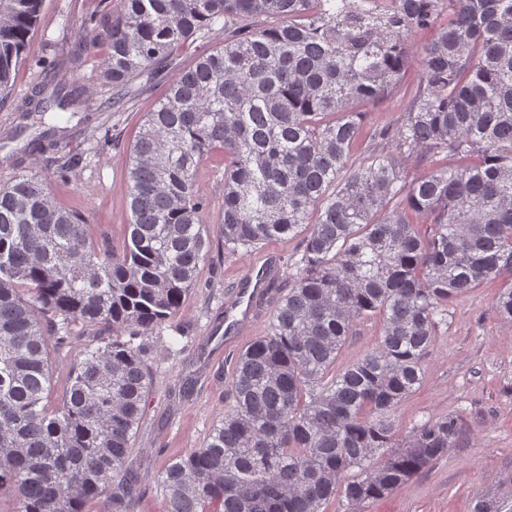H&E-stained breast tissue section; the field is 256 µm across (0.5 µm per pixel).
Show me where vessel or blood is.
Here are the masks:
<instances>
[{
    "instance_id": "obj_1",
    "label": "vessel or blood",
    "mask_w": 512,
    "mask_h": 512,
    "mask_svg": "<svg viewBox=\"0 0 512 512\" xmlns=\"http://www.w3.org/2000/svg\"><path fill=\"white\" fill-rule=\"evenodd\" d=\"M278 257L258 259L240 280L234 295L224 307V337L244 335L255 321L254 302L267 287L270 276L278 269Z\"/></svg>"
}]
</instances>
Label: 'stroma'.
I'll use <instances>...</instances> for the list:
<instances>
[{
    "label": "stroma",
    "instance_id": "1",
    "mask_svg": "<svg viewBox=\"0 0 512 512\" xmlns=\"http://www.w3.org/2000/svg\"><path fill=\"white\" fill-rule=\"evenodd\" d=\"M121 0H44L30 43L29 61L22 67L7 99L0 102V182L35 172L46 178L57 204L84 214L94 237H108L122 248L130 219L125 155L143 113L164 98L170 79L192 66L198 56L224 41V28L214 25L206 35H194L176 47L166 61L164 78L151 82L131 77L134 97L121 111L102 112L100 102L113 89L92 61L74 57V45L62 28L64 18L81 22L89 14L107 19L119 12ZM428 35L410 37L413 52L404 81L375 106L366 119L395 123L410 104V88L421 73L422 47ZM74 73L87 89L81 110L94 135L82 147L88 164L76 176L61 180L46 156L26 157L14 166L7 157L15 143L5 135L25 110L41 66ZM195 188L209 204L203 220L211 240L209 256L177 317L146 340V360L152 376L143 420L133 441V456L142 494L136 512H164L160 474L169 460L201 447L224 414L231 382L232 360L270 330L269 319L258 320L246 336L225 342L213 320L223 311L238 280L260 254L279 255L282 281H290L300 257L298 239L264 244L260 251L227 253L220 236L219 213L224 202V162L211 157L199 167ZM494 287L477 288L448 307V324L424 358L421 386L395 412L401 431L444 414L458 415L464 432L459 444L431 468L389 496L361 506L339 497L326 512H473L481 497L495 498L501 512H512V323L492 310Z\"/></svg>",
    "mask_w": 512,
    "mask_h": 512
}]
</instances>
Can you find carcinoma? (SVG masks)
I'll return each mask as SVG.
<instances>
[{"mask_svg":"<svg viewBox=\"0 0 512 512\" xmlns=\"http://www.w3.org/2000/svg\"><path fill=\"white\" fill-rule=\"evenodd\" d=\"M43 0H0V101L25 65ZM264 16L271 23L244 24ZM223 21L144 114L127 159L131 217L122 251L82 214L19 175L0 183V506L4 512H134L132 439L151 386L135 343L173 320L209 254L195 189L224 156L220 233L230 253L301 238L270 332L233 360L228 406L200 448L168 463L167 512H323L357 506L421 474L456 446L460 419L399 436L395 411L423 380L448 305L500 283L512 320V0H124L120 14L64 28L87 57L108 46L101 110L154 77L175 46ZM430 30L411 102L393 127L360 107L409 66L407 37ZM39 112L85 94L73 76L36 83ZM31 140L70 177L86 153ZM364 160L354 168V150ZM429 170L407 180L413 154ZM428 229L420 232L418 225ZM380 340L337 366L360 320ZM112 338L73 361L52 394L50 349ZM379 454L381 464L368 461Z\"/></svg>","mask_w":512,"mask_h":512,"instance_id":"carcinoma-1","label":"carcinoma"}]
</instances>
